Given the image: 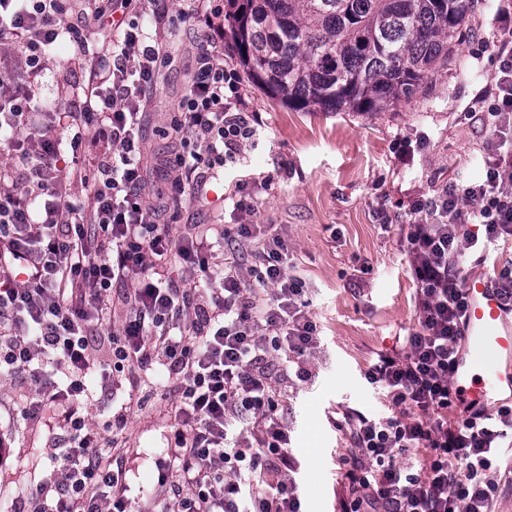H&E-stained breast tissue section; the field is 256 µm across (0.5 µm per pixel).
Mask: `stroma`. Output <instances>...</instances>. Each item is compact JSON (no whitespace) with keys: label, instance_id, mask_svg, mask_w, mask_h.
Wrapping results in <instances>:
<instances>
[{"label":"stroma","instance_id":"35a3bbf8","mask_svg":"<svg viewBox=\"0 0 512 512\" xmlns=\"http://www.w3.org/2000/svg\"><path fill=\"white\" fill-rule=\"evenodd\" d=\"M168 17L164 67L146 111V154L170 148L159 130L168 126L194 67L199 33L182 22L183 0H162ZM512 0H475L469 37L457 43L446 70L423 91L389 112H294L265 95L251 80L243 91L257 114V133L240 163L212 180L204 203L177 196L172 209L181 224H273L288 243L291 271L306 288L309 311L323 338L317 375L286 401L283 415L290 448L300 464L304 512H336L341 496L339 461L351 449L336 426L348 408L385 413L364 373L377 356L396 348L417 326L415 284L403 250L404 226L419 195H433L456 175L482 172L483 148L493 129L476 111L493 91L489 44L501 10ZM70 42H58L45 60L35 102L67 112L80 70L65 71ZM251 176L250 213L234 212L227 196ZM393 222L381 226L379 211ZM148 399L130 415L116 453L133 485L153 483L155 461L174 431L169 401L142 378ZM55 440L16 410V392L0 382V512H31L40 471Z\"/></svg>","mask_w":512,"mask_h":512}]
</instances>
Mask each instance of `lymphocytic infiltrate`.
I'll return each instance as SVG.
<instances>
[{
    "instance_id": "f902f5d3",
    "label": "lymphocytic infiltrate",
    "mask_w": 512,
    "mask_h": 512,
    "mask_svg": "<svg viewBox=\"0 0 512 512\" xmlns=\"http://www.w3.org/2000/svg\"><path fill=\"white\" fill-rule=\"evenodd\" d=\"M207 2L189 0L183 12L200 37L171 123L179 146L150 167L143 103L168 61L164 14L154 13L150 31L137 20L143 0H99L77 41L75 112H39L32 101L45 49L68 28L66 0H0V376L30 381L18 403L67 445L50 457L34 512H132L126 471L110 454L115 438L89 424L88 381L133 387L156 365L178 392L175 446L156 464L169 503L142 512H302L279 407L315 377L321 337L288 270L287 241L263 238L246 270L233 256L216 264L226 240L254 241L249 225L178 233L169 193L142 201L152 174L174 168L203 197L256 134L237 71L214 54L224 23ZM498 30L484 169L412 206L404 244L417 327L364 375L390 415L350 410L339 422L352 441L340 462V512H491L501 491L496 455L512 406L471 413L451 390L467 307L458 260L512 236V25ZM89 142L100 151L63 170L64 147ZM75 183L85 188L78 202ZM180 262L197 280L176 277ZM119 309L121 330L105 331Z\"/></svg>"
}]
</instances>
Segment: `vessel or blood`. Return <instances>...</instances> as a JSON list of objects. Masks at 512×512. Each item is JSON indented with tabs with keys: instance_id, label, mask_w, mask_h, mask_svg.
I'll list each match as a JSON object with an SVG mask.
<instances>
[{
	"instance_id": "obj_1",
	"label": "vessel or blood",
	"mask_w": 512,
	"mask_h": 512,
	"mask_svg": "<svg viewBox=\"0 0 512 512\" xmlns=\"http://www.w3.org/2000/svg\"><path fill=\"white\" fill-rule=\"evenodd\" d=\"M465 293L462 349L451 388L461 407L488 411L512 401V320L486 280L470 279Z\"/></svg>"
}]
</instances>
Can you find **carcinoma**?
I'll return each mask as SVG.
<instances>
[{"label": "carcinoma", "instance_id": "1", "mask_svg": "<svg viewBox=\"0 0 512 512\" xmlns=\"http://www.w3.org/2000/svg\"><path fill=\"white\" fill-rule=\"evenodd\" d=\"M230 49L294 111L388 112L448 68L472 0H225Z\"/></svg>", "mask_w": 512, "mask_h": 512}]
</instances>
